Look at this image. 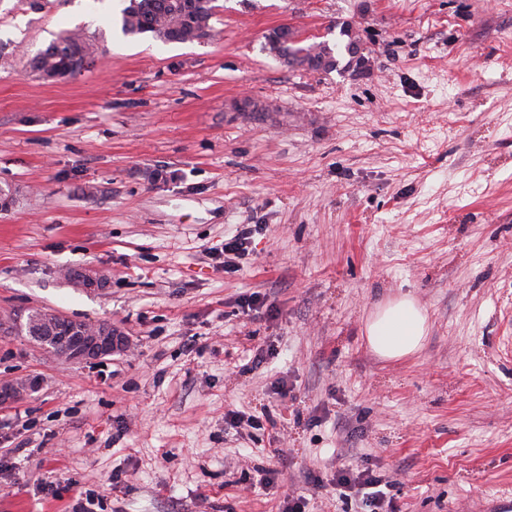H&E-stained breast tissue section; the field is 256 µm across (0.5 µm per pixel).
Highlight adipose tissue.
I'll return each mask as SVG.
<instances>
[{
	"label": "adipose tissue",
	"mask_w": 512,
	"mask_h": 512,
	"mask_svg": "<svg viewBox=\"0 0 512 512\" xmlns=\"http://www.w3.org/2000/svg\"><path fill=\"white\" fill-rule=\"evenodd\" d=\"M427 332L424 310L408 295L379 305L366 324L369 346L378 355L390 360L419 351Z\"/></svg>",
	"instance_id": "1"
}]
</instances>
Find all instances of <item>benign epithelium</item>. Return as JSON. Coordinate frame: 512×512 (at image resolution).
Instances as JSON below:
<instances>
[{
    "label": "benign epithelium",
    "instance_id": "7a95c632",
    "mask_svg": "<svg viewBox=\"0 0 512 512\" xmlns=\"http://www.w3.org/2000/svg\"><path fill=\"white\" fill-rule=\"evenodd\" d=\"M89 58L75 53L68 58L65 66L43 74L48 80L75 77L88 68ZM108 278L99 269L88 267L83 277L74 284L86 289L106 287ZM31 339L38 345L53 351L66 361L77 364H94L128 347L125 333L112 325L110 320L86 323L57 314L49 331L39 330ZM38 387V380L25 378L16 381L0 382V406L14 402Z\"/></svg>",
    "mask_w": 512,
    "mask_h": 512
}]
</instances>
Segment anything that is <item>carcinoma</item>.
I'll return each mask as SVG.
<instances>
[{"label":"carcinoma","mask_w":512,"mask_h":512,"mask_svg":"<svg viewBox=\"0 0 512 512\" xmlns=\"http://www.w3.org/2000/svg\"><path fill=\"white\" fill-rule=\"evenodd\" d=\"M215 0H129L121 13V30L129 36L149 35L164 42L185 43L198 40L199 32L211 27L215 15ZM339 37L344 52L327 41L304 44L294 42L273 29L266 36V49L290 65L305 70L324 72L346 71L364 65L365 59L354 57L353 28L348 23L339 24ZM83 45L89 49L93 44L81 32H71L52 43L37 54L32 62L52 68L66 61L68 45Z\"/></svg>","instance_id":"carcinoma-1"}]
</instances>
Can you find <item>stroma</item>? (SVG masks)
Segmentation results:
<instances>
[{"instance_id": "stroma-1", "label": "stroma", "mask_w": 512, "mask_h": 512, "mask_svg": "<svg viewBox=\"0 0 512 512\" xmlns=\"http://www.w3.org/2000/svg\"><path fill=\"white\" fill-rule=\"evenodd\" d=\"M31 2L0 0V321L108 319L130 347L0 336V382L40 381L0 408V512H361L345 465L394 512L512 493V0H219L192 43L124 35V0ZM342 22L362 68L264 48ZM71 31L91 68L30 73ZM246 226L225 271L208 250ZM86 266L109 287L65 279ZM404 294L428 336L385 360L366 321ZM381 474L374 473V470L366 468L364 470L353 472L349 469H338L336 471V478H334V486L336 494L340 499H352V494L358 495L361 493V504L370 510H363L366 512H387L383 510L385 507V493L381 490L365 492V490L376 489L382 484L387 486L388 482H383Z\"/></svg>"}]
</instances>
